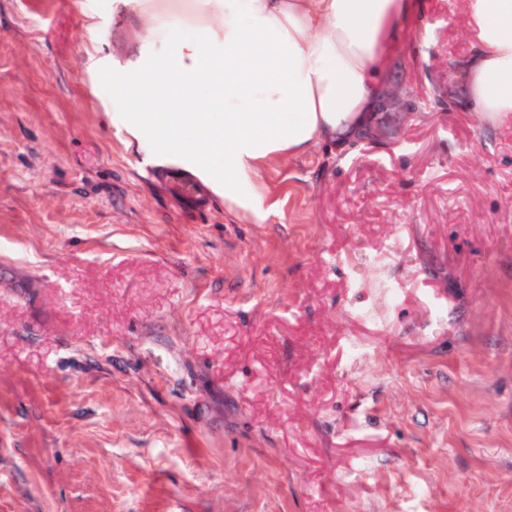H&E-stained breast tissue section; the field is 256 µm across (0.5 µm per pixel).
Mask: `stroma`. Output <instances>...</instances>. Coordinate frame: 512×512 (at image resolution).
I'll use <instances>...</instances> for the list:
<instances>
[{"label": "stroma", "instance_id": "1", "mask_svg": "<svg viewBox=\"0 0 512 512\" xmlns=\"http://www.w3.org/2000/svg\"><path fill=\"white\" fill-rule=\"evenodd\" d=\"M112 0H0V512H512V118L418 0L383 138L197 214L90 74Z\"/></svg>", "mask_w": 512, "mask_h": 512}]
</instances>
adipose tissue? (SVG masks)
Returning <instances> with one entry per match:
<instances>
[{
  "label": "adipose tissue",
  "instance_id": "1",
  "mask_svg": "<svg viewBox=\"0 0 512 512\" xmlns=\"http://www.w3.org/2000/svg\"><path fill=\"white\" fill-rule=\"evenodd\" d=\"M472 49L456 69L481 123L512 115V0H463ZM416 0H113L146 22L125 64L89 67L144 158L198 176L228 209L266 221L263 171L323 144L344 149L375 119L397 32Z\"/></svg>",
  "mask_w": 512,
  "mask_h": 512
}]
</instances>
